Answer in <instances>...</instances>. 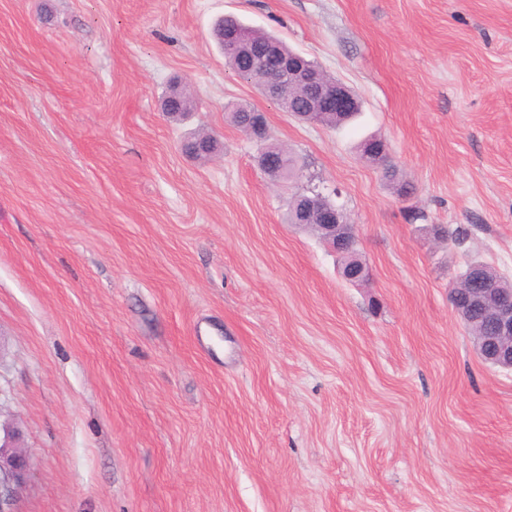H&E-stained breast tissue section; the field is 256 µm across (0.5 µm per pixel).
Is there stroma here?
I'll list each match as a JSON object with an SVG mask.
<instances>
[{
	"label": "stroma",
	"mask_w": 512,
	"mask_h": 512,
	"mask_svg": "<svg viewBox=\"0 0 512 512\" xmlns=\"http://www.w3.org/2000/svg\"><path fill=\"white\" fill-rule=\"evenodd\" d=\"M227 15L343 82L355 120L298 121L235 76ZM235 104L296 189L338 190L366 280L288 224ZM200 132L206 160L180 150ZM372 136L410 196L360 159ZM473 260L512 281V0H0L16 512H512V372L448 299ZM263 149L268 153L269 159L261 161L260 167L267 176H269L273 181L282 184H291L299 180V169L297 166L293 172L285 173L278 164L270 160V158H274L282 163L284 168H292L294 160L287 150L274 144H267Z\"/></svg>",
	"instance_id": "35a3bbf8"
}]
</instances>
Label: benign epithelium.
<instances>
[{
	"label": "benign epithelium",
	"mask_w": 512,
	"mask_h": 512,
	"mask_svg": "<svg viewBox=\"0 0 512 512\" xmlns=\"http://www.w3.org/2000/svg\"><path fill=\"white\" fill-rule=\"evenodd\" d=\"M251 64L266 80L257 85L259 93L276 101L283 111L303 121L317 123L327 115H342L358 106L353 92L339 81H332L315 62L299 53H285L280 44L271 43ZM373 165L382 168L389 162L387 145L382 139L367 142ZM272 180L291 184L298 181L299 170L284 172L269 159L260 162ZM295 223L310 224L338 255L353 248L355 225L343 207L314 189L295 195ZM453 308L463 318L478 314L473 336L474 346L487 363L512 371V289L500 288L483 273L480 263H469L467 272L449 291ZM20 431L0 424V512H15L14 495L26 482L30 465L20 446Z\"/></svg>",
	"instance_id": "1"
}]
</instances>
